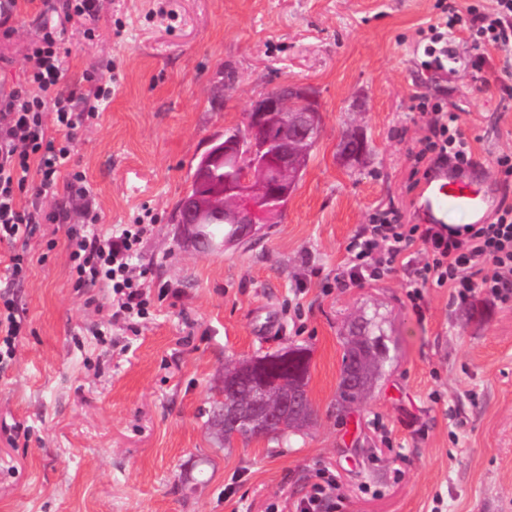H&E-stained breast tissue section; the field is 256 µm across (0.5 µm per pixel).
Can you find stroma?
<instances>
[{
    "instance_id": "stroma-1",
    "label": "stroma",
    "mask_w": 512,
    "mask_h": 512,
    "mask_svg": "<svg viewBox=\"0 0 512 512\" xmlns=\"http://www.w3.org/2000/svg\"><path fill=\"white\" fill-rule=\"evenodd\" d=\"M436 0H100L64 36L65 82L111 66L112 92L65 170L88 196L47 198L100 230L147 224L131 262L150 284L145 318H106L112 292L74 288L66 226L43 225L15 298L26 318L0 371V512H295L329 468L342 512H512V305L430 288L420 309L409 274L335 287L348 244L376 210L416 223L411 185L425 96L458 112L485 186L512 203L496 155L512 152L491 51L483 77L457 62L420 66ZM51 7L25 0L0 41V86L22 76L27 44ZM93 29L85 38V29ZM311 85L322 132L278 223L243 246L201 252L179 235L176 205L200 157L244 126L273 87ZM367 144L342 166L348 133ZM55 239L47 249V239ZM381 318L390 356L369 394H339L343 338ZM301 345L311 353L310 425L287 444L235 440L211 427L226 366Z\"/></svg>"
}]
</instances>
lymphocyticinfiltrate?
Masks as SVG:
<instances>
[{"label": "lymphocytic infiltrate", "mask_w": 512, "mask_h": 512, "mask_svg": "<svg viewBox=\"0 0 512 512\" xmlns=\"http://www.w3.org/2000/svg\"><path fill=\"white\" fill-rule=\"evenodd\" d=\"M99 0H63L55 18L44 22L25 53L24 80L10 89L0 88V243L11 252L6 267L11 283L21 281L29 262L28 244L44 224L67 225L70 273L75 287L97 283L112 290L109 318L133 319L148 312V286L133 276L129 261L149 227L127 224L108 233L94 230L98 216L86 211L88 229L71 226L65 210L47 211L44 201L65 189L86 199L82 173L62 176L82 130L99 117L98 98L107 91L98 70L85 73L94 84L92 94L64 84L62 36L68 25L93 17ZM441 16L430 25L423 54L425 69L442 67L438 43L454 29L466 30L477 51L466 63L482 72L485 47L512 48V0H497L494 13L477 6L458 9L452 0H439ZM429 113L428 133L418 141L416 163L452 164L465 170L472 164L471 143L458 124L457 113L439 102L421 100ZM409 270V298L420 304L430 287L452 288L456 297L475 292L512 302V206H499L483 224H408L400 209L377 210L366 233L347 247L342 274L351 283L376 280L397 269ZM23 334V317L9 287L0 289V364L11 362ZM344 502L335 475L312 483L296 512H338Z\"/></svg>", "instance_id": "f902f5d3"}]
</instances>
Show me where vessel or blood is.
<instances>
[{"instance_id":"b4317fda","label":"vessel or blood","mask_w":512,"mask_h":512,"mask_svg":"<svg viewBox=\"0 0 512 512\" xmlns=\"http://www.w3.org/2000/svg\"><path fill=\"white\" fill-rule=\"evenodd\" d=\"M480 169L462 171L441 165L425 180L416 205V215L424 224L448 223L452 214L467 223H484L498 204V197L482 188Z\"/></svg>"}]
</instances>
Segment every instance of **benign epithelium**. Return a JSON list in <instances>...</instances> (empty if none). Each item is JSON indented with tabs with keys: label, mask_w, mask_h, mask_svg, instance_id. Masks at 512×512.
<instances>
[{
	"label": "benign epithelium",
	"mask_w": 512,
	"mask_h": 512,
	"mask_svg": "<svg viewBox=\"0 0 512 512\" xmlns=\"http://www.w3.org/2000/svg\"><path fill=\"white\" fill-rule=\"evenodd\" d=\"M321 129L319 102L308 85L290 81L256 98L246 124L224 131L203 155L194 173L198 191L183 200L179 224L197 243L201 223L216 214L238 228L236 241L242 243L256 233L258 225L275 223ZM365 154L366 144L356 133L346 135L338 144V155L346 163L358 162ZM216 157L231 169L222 183L210 176ZM270 361L267 355L256 356L225 372L224 403L213 423L218 436L233 440L247 433L264 438L274 430L293 429L309 419L307 387L280 383L272 402L270 387L255 382ZM346 377L347 385L361 391L371 379L362 363L349 366ZM243 382L253 385L244 400L239 392Z\"/></svg>",
	"instance_id": "7a95c632"
}]
</instances>
